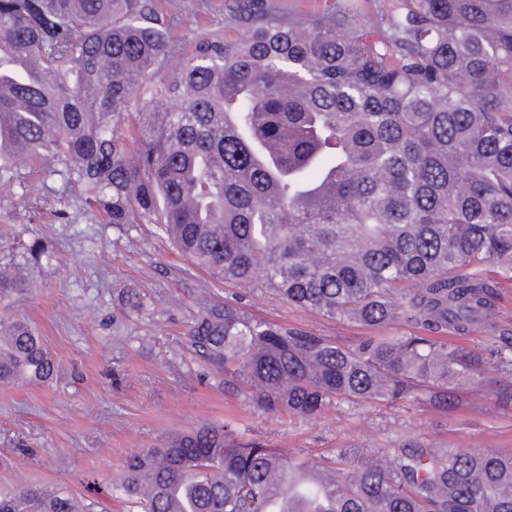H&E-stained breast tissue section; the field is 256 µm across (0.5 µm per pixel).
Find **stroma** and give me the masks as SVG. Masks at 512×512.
Wrapping results in <instances>:
<instances>
[{"instance_id": "stroma-1", "label": "stroma", "mask_w": 512, "mask_h": 512, "mask_svg": "<svg viewBox=\"0 0 512 512\" xmlns=\"http://www.w3.org/2000/svg\"><path fill=\"white\" fill-rule=\"evenodd\" d=\"M233 0H161L180 31L179 58L196 38L224 30ZM56 177L0 189V261L26 275L0 300V319L35 326L57 373L48 383L0 386V485L39 483L126 512L111 496L127 457L205 423L325 463L339 448L376 453L420 443L512 450V408L463 391L452 413L405 399L391 406L340 402L314 417L262 413L227 391L224 376L189 345L207 305L345 343L356 324L293 305L265 284L221 283L183 257L154 224H107L78 192L54 197ZM40 255H31L30 244Z\"/></svg>"}]
</instances>
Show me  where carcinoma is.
<instances>
[{
	"mask_svg": "<svg viewBox=\"0 0 512 512\" xmlns=\"http://www.w3.org/2000/svg\"><path fill=\"white\" fill-rule=\"evenodd\" d=\"M230 36L183 67L158 0H0V187L58 165L107 224H156L221 280L276 288L326 316L417 331L355 346L213 305L193 349L264 413L462 386L512 407V336L479 354L441 339L492 321L491 268L512 276V0H399L274 18L234 0ZM24 320L0 321V384L47 382ZM129 512H512V454L338 448L331 466L203 425L130 455ZM0 512H97L39 484L0 486Z\"/></svg>",
	"mask_w": 512,
	"mask_h": 512,
	"instance_id": "cac0c4a2",
	"label": "carcinoma"
}]
</instances>
